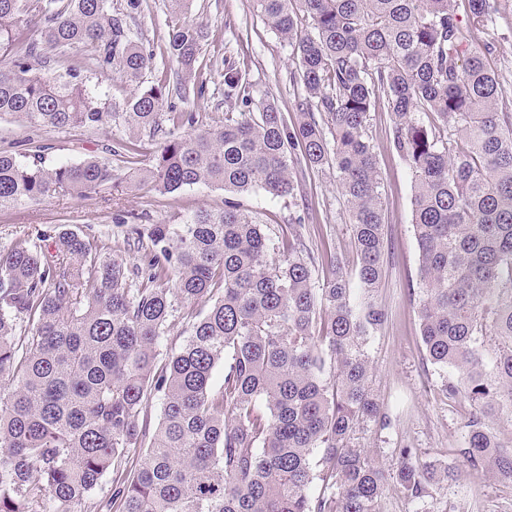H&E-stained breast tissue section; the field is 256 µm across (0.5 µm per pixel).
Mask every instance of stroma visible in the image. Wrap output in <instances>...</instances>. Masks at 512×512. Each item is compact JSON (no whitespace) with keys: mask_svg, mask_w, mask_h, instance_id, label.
<instances>
[{"mask_svg":"<svg viewBox=\"0 0 512 512\" xmlns=\"http://www.w3.org/2000/svg\"><path fill=\"white\" fill-rule=\"evenodd\" d=\"M191 19L204 29L201 62L207 68L203 97L189 100L186 108L200 113L204 123L224 120V61L244 63L254 85L255 100H273L285 118H294L296 85L288 73L295 64L291 50L253 6V0H193ZM169 14L166 0H147L141 17L130 23L133 37L156 52L155 69L145 76L154 84L160 71L176 75L178 64L164 55V35ZM476 43H493L487 61L498 73L512 100V0H500L499 12L489 27L475 31ZM392 117L386 109L373 112L370 134L378 159L386 198L388 244L384 273L376 296L385 307V324L371 333L365 351L372 368L370 389L382 412L391 419L388 428L372 422L357 429L352 443L367 449L382 467L391 464L394 449H416L420 459L439 460L460 468L456 481L430 488L427 496L414 499L397 483H389L379 512H512V487L495 479L469 474L461 468L464 445L462 424L470 406L449 400L442 392L443 373L424 350L419 327V249L412 225V175L393 150L389 130ZM122 127L105 124L95 129L71 127L40 133L46 144L47 163L78 162L105 155L107 147L124 138ZM301 192L307 211L303 223L293 221L294 211L284 200L261 191L241 195V202L260 223L287 236L300 235L313 251L335 253L343 269L355 273L358 257L343 199L329 168L304 171ZM225 193L203 185L182 188L160 196L149 188L128 191L120 203L128 223L157 224L170 216L189 215L201 207L220 209ZM115 205L108 191L84 197L53 198L39 204L0 211V249L36 234H56L67 227L98 246L113 245L121 234L112 221Z\"/></svg>","mask_w":512,"mask_h":512,"instance_id":"stroma-1","label":"stroma"}]
</instances>
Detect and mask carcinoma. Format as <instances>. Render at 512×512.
I'll return each mask as SVG.
<instances>
[{"instance_id":"obj_1","label":"carcinoma","mask_w":512,"mask_h":512,"mask_svg":"<svg viewBox=\"0 0 512 512\" xmlns=\"http://www.w3.org/2000/svg\"><path fill=\"white\" fill-rule=\"evenodd\" d=\"M454 2L254 0L296 60L299 119L255 101L226 59L224 124L212 127L198 112L162 111L167 78L143 87L155 53L128 24L143 0H0V56L11 57L0 116L23 118L28 144L41 130L108 121L128 134L112 156L163 139L124 183L106 158L48 164L39 148L0 147V209L145 186L228 194L222 210L126 227L123 243L141 252L132 265L67 229L50 250L23 240L0 252V512H37L46 499L73 512L109 472L111 495L94 512H379L390 475L414 498L455 478L408 447L388 472L351 442L368 421L389 425L363 351L387 320L374 301L387 235L369 136L381 107L412 173L421 339L450 372L442 391L472 408L463 464L512 485V447L496 435L512 424V113L489 45L471 35L499 0H468L463 15ZM168 7L165 51L182 95L200 97L204 32L187 18L191 0ZM49 51H83L134 93L119 108L59 72ZM325 166L349 212L358 304L335 257L274 239L233 199L258 189L295 206L299 170ZM178 315L189 335L159 366ZM153 393L162 411L151 429Z\"/></svg>"}]
</instances>
